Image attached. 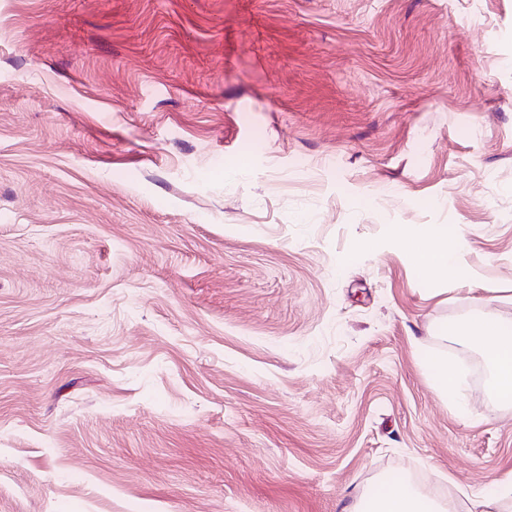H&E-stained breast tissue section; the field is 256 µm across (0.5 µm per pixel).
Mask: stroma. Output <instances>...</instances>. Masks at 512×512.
Returning <instances> with one entry per match:
<instances>
[{
  "mask_svg": "<svg viewBox=\"0 0 512 512\" xmlns=\"http://www.w3.org/2000/svg\"><path fill=\"white\" fill-rule=\"evenodd\" d=\"M484 312L512 0H0V512H343L413 471L468 512L512 474L447 337ZM441 238L442 231L436 227L406 230L404 239L410 262L423 276L448 271L461 278H468L469 271L462 258L460 238L448 244L441 242ZM430 365L436 370L440 380V387L448 394V401L457 406L456 388L459 376L456 367L448 364L447 361L437 363L431 360Z\"/></svg>",
  "mask_w": 512,
  "mask_h": 512,
  "instance_id": "1",
  "label": "stroma"
}]
</instances>
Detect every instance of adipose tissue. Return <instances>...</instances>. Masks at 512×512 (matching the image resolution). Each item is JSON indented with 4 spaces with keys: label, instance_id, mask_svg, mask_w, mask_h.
Returning <instances> with one entry per match:
<instances>
[{
    "label": "adipose tissue",
    "instance_id": "1",
    "mask_svg": "<svg viewBox=\"0 0 512 512\" xmlns=\"http://www.w3.org/2000/svg\"><path fill=\"white\" fill-rule=\"evenodd\" d=\"M439 228L405 231L407 254L413 266L425 276L441 271L465 278L469 271L462 258L460 242L444 243ZM452 338L476 346L491 370L490 393L512 403V322L475 319L457 325ZM363 512H447L446 505H433L426 495L409 484L387 487Z\"/></svg>",
    "mask_w": 512,
    "mask_h": 512
}]
</instances>
